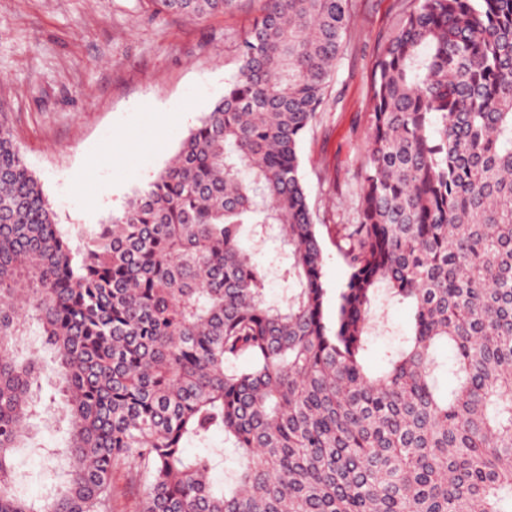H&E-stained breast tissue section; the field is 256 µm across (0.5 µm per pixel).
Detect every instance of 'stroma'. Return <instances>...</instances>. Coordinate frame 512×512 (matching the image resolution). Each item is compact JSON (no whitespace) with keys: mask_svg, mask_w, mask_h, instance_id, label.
<instances>
[{"mask_svg":"<svg viewBox=\"0 0 512 512\" xmlns=\"http://www.w3.org/2000/svg\"><path fill=\"white\" fill-rule=\"evenodd\" d=\"M345 47L324 108L299 148L300 175L317 212L324 281L336 293L346 268L336 229L355 223L368 164L374 64L404 0H352ZM261 0L202 20L150 16L142 0H0V117L5 118L57 222L79 243L153 180L239 70V42ZM150 151H142V144ZM369 367L393 334L409 331L404 304L381 309ZM36 448L15 459L26 494L44 496L53 474L44 449L65 428L33 418Z\"/></svg>","mask_w":512,"mask_h":512,"instance_id":"obj_1","label":"stroma"}]
</instances>
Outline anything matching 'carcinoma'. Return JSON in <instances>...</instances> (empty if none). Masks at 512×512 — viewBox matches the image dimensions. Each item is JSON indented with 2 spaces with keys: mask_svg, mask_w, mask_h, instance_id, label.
I'll list each match as a JSON object with an SVG mask.
<instances>
[{
  "mask_svg": "<svg viewBox=\"0 0 512 512\" xmlns=\"http://www.w3.org/2000/svg\"><path fill=\"white\" fill-rule=\"evenodd\" d=\"M204 19L239 0H143ZM352 0H264L237 76L173 159L74 247L0 119V512H512V0H409L375 63L347 279L326 316L299 174ZM271 224L267 299L244 241ZM412 309L371 370L377 310ZM54 351L59 486L15 465ZM249 359L245 367L240 358ZM224 449L188 456L211 433ZM115 487L114 512H138L137 500L128 488L126 473L123 470L115 475Z\"/></svg>",
  "mask_w": 512,
  "mask_h": 512,
  "instance_id": "cac0c4a2",
  "label": "carcinoma"
}]
</instances>
